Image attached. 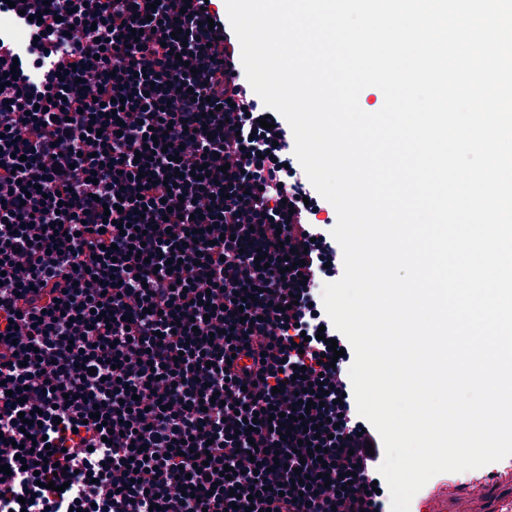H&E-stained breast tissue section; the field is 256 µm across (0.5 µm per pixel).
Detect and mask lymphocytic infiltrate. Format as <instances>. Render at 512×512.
<instances>
[{"label":"lymphocytic infiltrate","instance_id":"obj_1","mask_svg":"<svg viewBox=\"0 0 512 512\" xmlns=\"http://www.w3.org/2000/svg\"><path fill=\"white\" fill-rule=\"evenodd\" d=\"M2 20L32 41L0 29V512H384L382 439L348 356L324 358L323 207L219 11L0 0Z\"/></svg>","mask_w":512,"mask_h":512}]
</instances>
